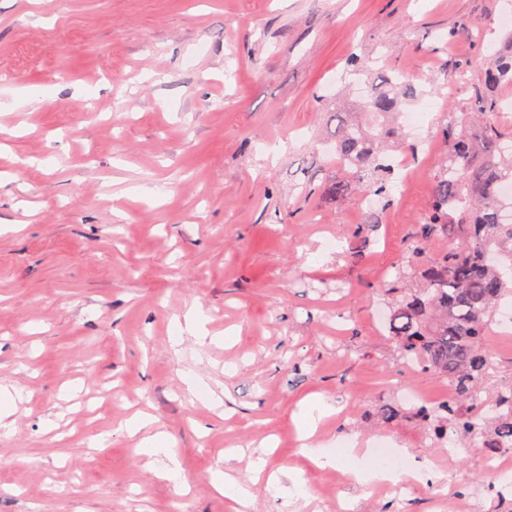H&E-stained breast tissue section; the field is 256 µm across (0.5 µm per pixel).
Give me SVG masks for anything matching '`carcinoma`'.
Masks as SVG:
<instances>
[{"mask_svg": "<svg viewBox=\"0 0 512 512\" xmlns=\"http://www.w3.org/2000/svg\"><path fill=\"white\" fill-rule=\"evenodd\" d=\"M484 83L512 84V33L505 35L494 61L482 66ZM390 92L367 104L369 118L349 124L336 116V161L348 174L341 180L316 185L305 195L342 198L356 188L390 205L395 175L383 142L399 131L376 119L399 109L402 100L416 97L415 87L399 75L386 77ZM498 103L488 98L483 112H462L448 123V160L435 175L432 203L412 233L407 266L381 286L388 309L387 332L400 357L448 381L450 397L433 408L402 413L391 404L380 406L387 423L407 416L435 443L483 437L485 453L512 450V382L487 395L484 383L496 362L482 340L495 321L501 303L512 298V200H501L495 184L512 179V153L501 145L512 136L496 123ZM383 210H371L356 226L354 238L366 242L382 223ZM441 239L443 250L428 244Z\"/></svg>", "mask_w": 512, "mask_h": 512, "instance_id": "1", "label": "carcinoma"}]
</instances>
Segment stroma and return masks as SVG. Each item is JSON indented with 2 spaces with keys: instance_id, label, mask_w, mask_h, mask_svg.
I'll return each instance as SVG.
<instances>
[{
  "instance_id": "1",
  "label": "stroma",
  "mask_w": 512,
  "mask_h": 512,
  "mask_svg": "<svg viewBox=\"0 0 512 512\" xmlns=\"http://www.w3.org/2000/svg\"><path fill=\"white\" fill-rule=\"evenodd\" d=\"M512 0H0V512H229L214 471L252 483L247 512H436L454 486L472 512H512L478 453L449 455L380 404L448 384L409 370L373 320L382 281L432 202L452 112L485 96L512 133V85L486 91ZM364 72H349L351 59ZM433 102L411 182L347 255L358 194L324 143L380 69ZM197 310L202 326L187 321ZM207 333L199 340L197 331ZM333 412L327 448H400L432 478L403 497L315 467L298 422ZM153 416L180 462L138 453L124 423ZM264 459L283 493L256 480ZM308 498L289 502L293 476Z\"/></svg>"
}]
</instances>
